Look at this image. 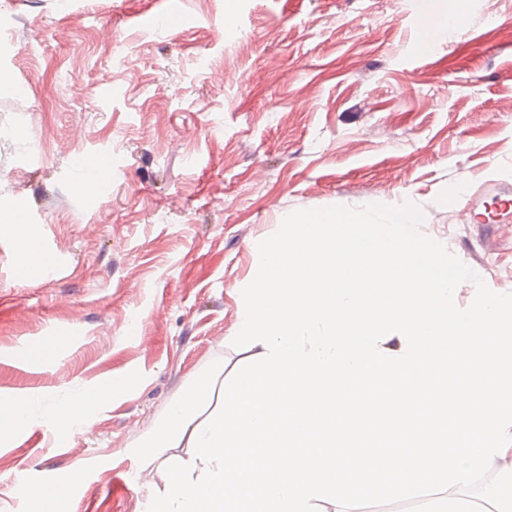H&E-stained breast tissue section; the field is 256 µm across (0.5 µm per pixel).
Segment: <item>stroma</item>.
<instances>
[{
    "mask_svg": "<svg viewBox=\"0 0 512 512\" xmlns=\"http://www.w3.org/2000/svg\"><path fill=\"white\" fill-rule=\"evenodd\" d=\"M453 0H0V203L53 278L19 280L0 233V395L35 394L0 440V512H30V474L78 475L63 512H147L133 448L213 362L257 244L298 209L412 203L421 232L512 292V223L483 237L468 200L512 182V0H468L463 39L419 48ZM112 160L77 184L75 160ZM50 346L32 361L31 350ZM57 434L59 399L103 381ZM112 394V383L101 386L95 391L77 399L59 401L49 415V421L55 431L64 433L78 420L88 418L97 405Z\"/></svg>",
    "mask_w": 512,
    "mask_h": 512,
    "instance_id": "stroma-1",
    "label": "stroma"
}]
</instances>
